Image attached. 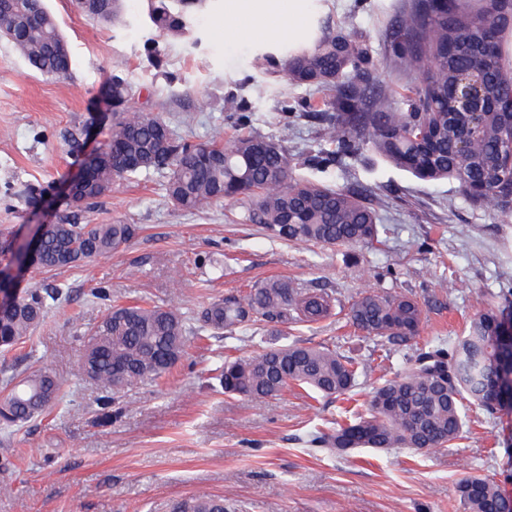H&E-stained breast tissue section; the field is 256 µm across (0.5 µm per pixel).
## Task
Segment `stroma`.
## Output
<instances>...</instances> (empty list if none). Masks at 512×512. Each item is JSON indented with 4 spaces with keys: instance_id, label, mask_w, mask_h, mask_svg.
Returning a JSON list of instances; mask_svg holds the SVG:
<instances>
[{
    "instance_id": "stroma-1",
    "label": "stroma",
    "mask_w": 512,
    "mask_h": 512,
    "mask_svg": "<svg viewBox=\"0 0 512 512\" xmlns=\"http://www.w3.org/2000/svg\"><path fill=\"white\" fill-rule=\"evenodd\" d=\"M67 39L69 78L29 70L0 39V237L22 239L33 225L76 215L83 224H132L127 245L78 268L29 272L14 285L22 297L60 286L62 299L7 354H0V397L35 365L62 383L49 413L0 432V512H170L175 500L200 492L223 499L225 512H464L456 492L468 474L488 476L512 499V411L487 415L467 405L472 426L446 450L407 448L321 452L311 434L349 422L380 378L406 366L407 351L378 345L345 315L312 326H280L279 346L323 343L371 363L356 400L310 398L291 388L255 403L224 395L216 370L225 357L252 356L263 342L247 330L190 341L162 380L107 391L72 373L82 338L113 303L149 298L180 311L231 299L266 279L334 291L349 307L365 290L412 295L423 307L421 340L462 335L490 295L512 292V223L460 201L456 185L422 182L384 163L369 149L322 172L298 177L367 188L381 215L377 242L328 248L268 237L242 219L240 204L217 201L186 211L168 199L163 177L150 172L118 180L88 208H75L62 186L99 148L111 118L99 105L113 65L140 93L139 107L163 113L175 134L207 142L228 134L235 102L247 101L251 132H280L282 108L311 88L265 68L325 27L351 20L379 83L400 86L385 54L386 25L401 0H308L301 32L273 34L272 22L229 20L228 0H206L192 37L156 40L145 0H125L124 22L92 21L75 0H44ZM158 46L159 55L148 52ZM265 85L258 99L252 87ZM47 196L28 204L27 187Z\"/></svg>"
}]
</instances>
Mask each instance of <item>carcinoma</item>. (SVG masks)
I'll list each match as a JSON object with an SVG mask.
<instances>
[{"mask_svg": "<svg viewBox=\"0 0 512 512\" xmlns=\"http://www.w3.org/2000/svg\"><path fill=\"white\" fill-rule=\"evenodd\" d=\"M81 11L100 22L118 23L124 0H76ZM205 0H147L148 17L161 36L192 34ZM503 0L485 7H464L459 0H409L387 34L391 61L409 83L402 100L374 82L367 50L350 31V21L288 50L285 58L265 56L283 66L287 79L320 92L288 109L275 136L247 131L250 115L235 105L234 133L205 144L174 135L160 113L134 110L135 89L116 73L109 80L112 123L87 177L71 200L91 205L112 193L121 178L148 171L167 174L166 191L179 208L194 211L214 201H239L245 219L272 237L328 247L371 245L378 239L379 215L362 200V191L300 180L295 158L286 146L288 128L301 119L322 122L324 136L335 144L307 158L326 171L342 159L370 147L388 165L421 181L452 180L459 198L477 209L512 220V167L505 153L512 147V12ZM496 28L490 57H485L487 27ZM0 37L6 38L29 67L64 79L71 55L54 15L40 5L32 16L29 0H11L0 9ZM492 63L494 82L487 97L500 110L486 113L474 140L458 148V118L448 108V86L464 74ZM486 185L477 195L472 187ZM134 235L130 224H80L64 215L49 225L34 268L78 267L120 249ZM62 296L60 288L33 289L16 298L0 315V349L22 342ZM338 315L331 291H311L286 278H270L240 298L210 302L194 315L153 302L114 304L94 330L74 365V374L120 390L145 379L159 380L176 364L188 340L205 332H233L263 322L319 324ZM352 324L374 339L406 346L419 334L423 311L404 294L372 289L349 307ZM512 366V301H492L477 313L465 333L448 347L427 343L407 359L404 372L377 385L367 411L349 423L315 436L311 445L343 452L355 448L446 449L465 425L464 401L487 414L512 409L496 385ZM372 367L328 346L294 344L268 348L247 358L224 361V393L261 402L291 385H307L327 396L346 395ZM61 383L48 369L32 368L0 400V425L7 428L51 408ZM465 512H512V500L487 477L470 474L457 485ZM175 512H224V501L206 493L177 503Z\"/></svg>", "mask_w": 512, "mask_h": 512, "instance_id": "1", "label": "carcinoma"}]
</instances>
